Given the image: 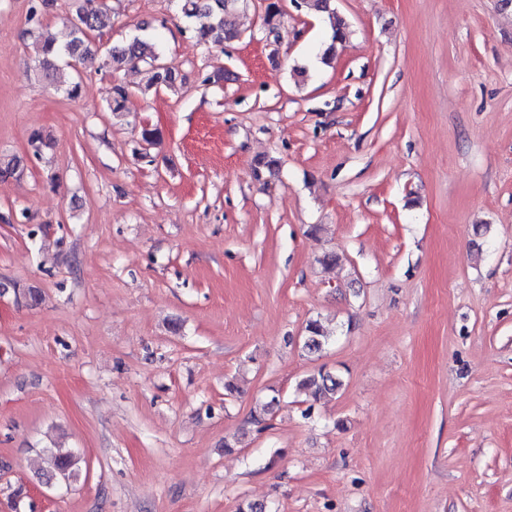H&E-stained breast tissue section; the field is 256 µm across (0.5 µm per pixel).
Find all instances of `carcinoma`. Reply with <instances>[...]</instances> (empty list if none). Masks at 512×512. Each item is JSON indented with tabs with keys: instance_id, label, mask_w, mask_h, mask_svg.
<instances>
[{
	"instance_id": "1",
	"label": "carcinoma",
	"mask_w": 512,
	"mask_h": 512,
	"mask_svg": "<svg viewBox=\"0 0 512 512\" xmlns=\"http://www.w3.org/2000/svg\"><path fill=\"white\" fill-rule=\"evenodd\" d=\"M242 0H180L182 16L196 21L191 32L201 44L227 43L237 39L240 33L236 25V13ZM296 7L327 16L332 30L333 45L322 54L321 60H331L334 43H343L350 35L349 25L336 15L331 8V0H294ZM31 27L25 35L37 39L41 58L35 65L41 77L60 85V90L70 99L79 96L81 76L85 73L100 72L104 69L118 70L132 65L148 68L150 78L146 89L165 88L176 90L180 82L177 69L164 62L161 54L152 50L143 40L132 39L103 46L96 38L106 29L112 28V16L104 0H81L74 15L69 20L70 39L64 43L57 40L43 22L41 12L34 8L30 15ZM128 92L122 85L113 88L112 100L108 109L118 116L125 112ZM20 174V161L9 155L0 154V177H13ZM304 348L310 353L319 352L328 340L321 325L311 321L306 326ZM340 381L331 372L320 370L307 377L300 387L309 391L312 397L335 392ZM49 469L45 476L64 482L75 477L76 456L71 452L47 451Z\"/></svg>"
}]
</instances>
